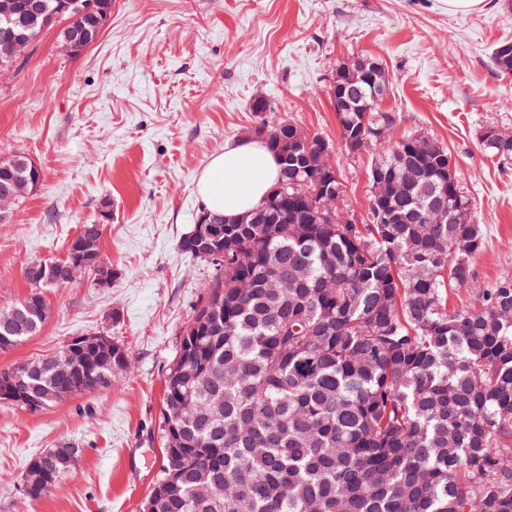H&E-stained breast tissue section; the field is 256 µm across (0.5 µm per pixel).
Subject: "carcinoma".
<instances>
[{"label":"carcinoma","mask_w":512,"mask_h":512,"mask_svg":"<svg viewBox=\"0 0 512 512\" xmlns=\"http://www.w3.org/2000/svg\"><path fill=\"white\" fill-rule=\"evenodd\" d=\"M350 60L340 82L348 105L336 113L340 139L300 129L256 101L263 143L277 156L276 213L258 203L245 223L224 221V272L183 234L179 250L212 270L166 370L160 431L162 475L146 502L156 512H512V274L480 286L473 262L485 246L470 198L441 142L421 133L398 140L395 112H382L375 87ZM495 69L512 74V49L497 44ZM302 130L310 150L283 158L281 143ZM485 151L512 163V132L496 125ZM356 140L388 189L370 195L366 218L344 222L345 185L316 194L320 148ZM30 159H0V185L29 176ZM431 212L420 224L417 214ZM278 273L296 278L271 288ZM19 319L0 324V349L38 332L48 315L51 269L33 261ZM465 290L479 307L455 306ZM50 357L0 371L32 411L112 388L107 361L75 360L69 373ZM112 364L131 369L112 344ZM74 458L50 449L32 458L29 500L47 496ZM213 498L190 507L189 489Z\"/></svg>","instance_id":"obj_1"}]
</instances>
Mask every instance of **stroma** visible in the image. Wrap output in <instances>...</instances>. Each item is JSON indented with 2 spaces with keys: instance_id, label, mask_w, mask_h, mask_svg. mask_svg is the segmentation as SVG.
I'll list each match as a JSON object with an SVG mask.
<instances>
[{
  "instance_id": "1",
  "label": "stroma",
  "mask_w": 512,
  "mask_h": 512,
  "mask_svg": "<svg viewBox=\"0 0 512 512\" xmlns=\"http://www.w3.org/2000/svg\"><path fill=\"white\" fill-rule=\"evenodd\" d=\"M448 14L439 0H112V18L81 55L44 31L0 68V158L24 152L41 183L0 224V310L28 292L24 269L61 258L65 239L104 220L111 288L89 276L47 291L41 331L0 350V370L51 355L72 337L106 334L132 369L108 390L32 413L0 401V512H142L162 474L161 402L182 330L211 279L180 236L202 206L197 181L226 142L249 137L251 105L338 140L328 95L337 65L367 55L385 67L394 136L447 146L484 226L479 283L512 273V165L481 148L482 127L512 132V75L493 47L512 41V8ZM368 154L335 156L345 203L368 210ZM78 448L46 497L29 501L36 455Z\"/></svg>"
}]
</instances>
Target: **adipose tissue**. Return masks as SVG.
I'll return each mask as SVG.
<instances>
[{
    "mask_svg": "<svg viewBox=\"0 0 512 512\" xmlns=\"http://www.w3.org/2000/svg\"><path fill=\"white\" fill-rule=\"evenodd\" d=\"M275 156L264 144L241 139L225 144L201 173L197 189L206 209L232 220L248 213L274 184Z\"/></svg>",
    "mask_w": 512,
    "mask_h": 512,
    "instance_id": "1",
    "label": "adipose tissue"
}]
</instances>
